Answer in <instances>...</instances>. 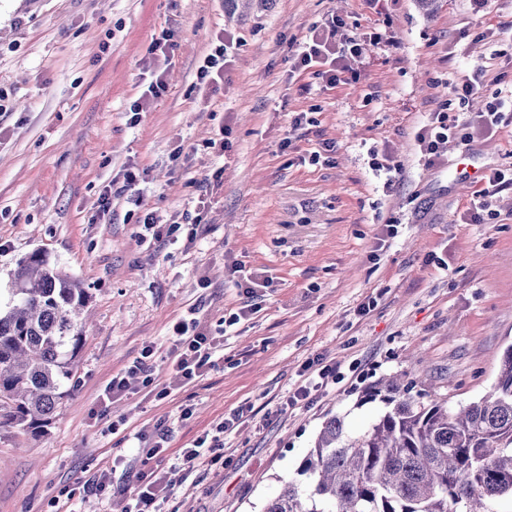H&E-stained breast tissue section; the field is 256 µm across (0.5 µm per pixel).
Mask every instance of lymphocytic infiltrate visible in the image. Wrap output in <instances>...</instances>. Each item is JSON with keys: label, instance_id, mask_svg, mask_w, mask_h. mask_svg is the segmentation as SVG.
Instances as JSON below:
<instances>
[{"label": "lymphocytic infiltrate", "instance_id": "lymphocytic-infiltrate-1", "mask_svg": "<svg viewBox=\"0 0 512 512\" xmlns=\"http://www.w3.org/2000/svg\"><path fill=\"white\" fill-rule=\"evenodd\" d=\"M234 38L230 35H219L217 43L202 60L197 69L199 85L217 90L224 82V74L231 63V49ZM176 49L170 33H162L151 44V55L147 70L150 74L149 85L144 93L134 101L130 110L139 113L146 110L154 100L160 98L167 90L165 68ZM362 54L361 45L356 37L350 36L342 20L331 19L326 29L311 30L305 40L291 48V62L295 71L311 73L314 78L329 88L341 84L359 82L361 71L356 66ZM500 78H488L486 68H479L472 74L463 76L459 82L450 86L451 93L459 100H466L482 93L485 88H492L494 101L486 111L476 113L463 123H452L447 113H433L427 125L415 135L422 152L429 164L441 162L444 149L451 140H460L463 144H471L474 139L488 138L496 135L501 129L512 123L504 108L511 97L505 95L500 87ZM172 340L174 347L170 351L171 373L167 384L159 393V398H167L203 372L215 365V353L220 346V339L214 336L196 319H184L173 326ZM244 415L243 410H235L225 417L217 427V434L211 441L197 439L191 447L182 449L179 458L187 471H194L200 466L218 464V457L208 456L207 447H218L222 432L233 429Z\"/></svg>", "mask_w": 512, "mask_h": 512}]
</instances>
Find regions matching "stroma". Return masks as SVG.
I'll return each mask as SVG.
<instances>
[{
  "label": "stroma",
  "instance_id": "1",
  "mask_svg": "<svg viewBox=\"0 0 512 512\" xmlns=\"http://www.w3.org/2000/svg\"><path fill=\"white\" fill-rule=\"evenodd\" d=\"M334 16L361 41L362 76L330 89L289 57ZM386 17L388 42H371ZM166 29L178 43L168 89L132 117ZM223 31L239 42L233 62L218 91L200 90L199 62ZM481 65L512 85V0H436L430 14L417 0H0V289L39 251L90 288L93 312L48 441L0 428V512H57L76 487L80 512H119L144 470L140 438L166 422L176 455L241 407L197 485L168 470L163 512H263L329 415L353 432L378 418L382 404L359 402L378 380L416 379L452 409L485 394L512 344V189L491 197L488 223H463L475 190L452 182L457 142L430 168L414 140L431 112L460 122L492 102L448 89ZM299 112L311 123L297 130ZM326 142L332 152L307 164ZM374 150L401 166L393 185L372 170ZM150 211L202 222L181 224L177 244H149L138 219ZM235 265L269 287L246 296ZM192 314L223 331L224 348L158 399L170 328ZM148 346L152 384L130 376L107 399ZM317 357L341 382L280 411ZM103 472L112 484L99 495Z\"/></svg>",
  "mask_w": 512,
  "mask_h": 512
}]
</instances>
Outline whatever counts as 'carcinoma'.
Returning <instances> with one entry per match:
<instances>
[{
  "instance_id": "1",
  "label": "carcinoma",
  "mask_w": 512,
  "mask_h": 512,
  "mask_svg": "<svg viewBox=\"0 0 512 512\" xmlns=\"http://www.w3.org/2000/svg\"><path fill=\"white\" fill-rule=\"evenodd\" d=\"M8 295L0 424L43 438L69 395L91 295L40 252L18 262ZM414 388L398 376L366 388L360 403L384 411L361 432L327 417L298 470L305 484L284 483L264 512H492L512 497V345L491 390L457 410Z\"/></svg>"
}]
</instances>
